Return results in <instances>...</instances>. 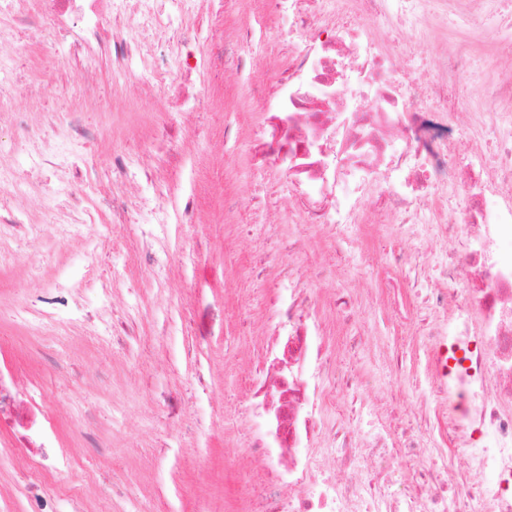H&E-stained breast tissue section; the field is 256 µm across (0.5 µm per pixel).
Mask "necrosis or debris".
<instances>
[{
  "label": "necrosis or debris",
  "mask_w": 512,
  "mask_h": 512,
  "mask_svg": "<svg viewBox=\"0 0 512 512\" xmlns=\"http://www.w3.org/2000/svg\"><path fill=\"white\" fill-rule=\"evenodd\" d=\"M11 0L0 14V42L21 28L40 30L48 58H55L57 30L71 34L66 65L82 70L84 92L95 91L100 62L113 73L149 56L148 38L160 20L153 0H136L138 37L124 32V0ZM507 0H265L266 45L290 50L265 80L250 134L254 159L269 182L289 179L296 196L289 225L354 224L361 201L377 222L396 216L402 239H419L433 208L453 205L463 221L442 224L438 236L455 240L429 290L430 336L467 347L470 365H455L453 381L469 395L456 421L455 448L470 472L455 470L442 456L426 462L411 489L390 496L389 448L378 438L349 439L340 456L327 459L335 430L324 416L336 408V370L321 334L320 304L301 272L294 250L271 257L264 270L275 289L269 311L276 321L261 362L265 380L251 384L243 405L254 429L247 445L268 490L287 487L273 512H512V83L485 80L479 109L469 117L471 137L448 135V117L459 84L473 70L470 43L460 41L436 67L418 62L426 80L400 68L409 51L406 31L424 35L441 24L472 27L476 13ZM179 50L175 62L150 63L140 76L145 93L163 99L187 96L185 78L194 67L197 30L164 20ZM397 25L379 42L373 28ZM465 281L456 291L457 281ZM14 361L0 364V435L23 461L28 512H57L67 498L55 474L72 465L55 451L58 419L54 393L39 388L22 398ZM435 423L406 434L404 450L425 456L427 442L448 417V391L441 371L430 366ZM477 427L485 443L471 444Z\"/></svg>",
  "instance_id": "4bbe7bcc"
}]
</instances>
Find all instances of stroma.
<instances>
[{"instance_id": "1", "label": "stroma", "mask_w": 512, "mask_h": 512, "mask_svg": "<svg viewBox=\"0 0 512 512\" xmlns=\"http://www.w3.org/2000/svg\"><path fill=\"white\" fill-rule=\"evenodd\" d=\"M156 7L183 15L204 37L220 24L240 29L264 12L262 0H253L247 16L191 11L185 0H157ZM495 25V15L480 16L469 33L478 68L465 82L462 111L474 110L481 82L504 66ZM141 66L134 60L124 78L103 71L101 92L112 109L80 113L89 137L70 136L65 119L49 122L42 109L25 115L38 136L18 145L11 115L0 116V159L23 175L22 186L0 183L12 252L0 267V347L19 359L21 387L53 390L59 440L74 461L56 480L81 486L85 512H236L238 461L251 454L250 424L239 405L257 335L273 325L271 283L261 267L274 247L270 224L287 209L292 186L264 179L248 139H224L225 123L245 122L259 109L256 94L238 88L234 68L203 64L191 75L194 84L219 88L223 105L173 112L137 90ZM164 126L181 162L152 150ZM116 151L126 157L118 178L134 212L131 224L112 221ZM89 175L96 190L74 206L72 193ZM191 183L202 221L186 226L177 216ZM228 194L259 200L238 216L245 231H225L216 221ZM396 223H373L365 209L356 224L297 230L299 264L316 296L340 299L321 315L331 360L366 381L359 390L337 384L336 425L362 434L383 432L396 413L418 419L431 401L433 344L416 292L445 255L418 243L411 265L388 269L399 243ZM366 262L375 270L367 281L356 273ZM56 290L65 305H40ZM22 302L30 304L31 319L55 323L57 335L44 345L47 355L64 356V370L27 362L28 330L15 314ZM88 409L95 435L108 445L102 458L73 433Z\"/></svg>"}]
</instances>
